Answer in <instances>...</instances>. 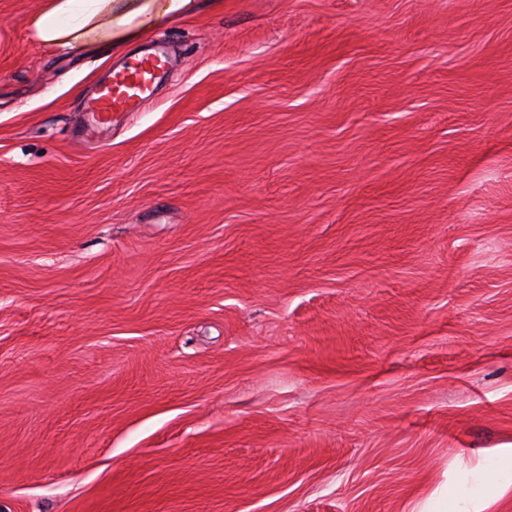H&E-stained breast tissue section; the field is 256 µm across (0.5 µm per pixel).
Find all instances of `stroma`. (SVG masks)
I'll return each instance as SVG.
<instances>
[{"instance_id": "obj_1", "label": "stroma", "mask_w": 512, "mask_h": 512, "mask_svg": "<svg viewBox=\"0 0 512 512\" xmlns=\"http://www.w3.org/2000/svg\"><path fill=\"white\" fill-rule=\"evenodd\" d=\"M44 6L0 0V512H512V0H211L110 56ZM162 56H142L132 66L113 74V82L95 97L87 99L84 111L90 129H101L112 123V112H135L150 98L156 88L157 69L163 68Z\"/></svg>"}]
</instances>
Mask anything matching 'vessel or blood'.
<instances>
[{"mask_svg":"<svg viewBox=\"0 0 512 512\" xmlns=\"http://www.w3.org/2000/svg\"><path fill=\"white\" fill-rule=\"evenodd\" d=\"M162 66L161 55L148 54L134 65L115 72L111 85L85 103L89 128L94 130L108 126L114 112L137 111L153 95L157 81L155 72Z\"/></svg>","mask_w":512,"mask_h":512,"instance_id":"b4317fda","label":"vessel or blood"}]
</instances>
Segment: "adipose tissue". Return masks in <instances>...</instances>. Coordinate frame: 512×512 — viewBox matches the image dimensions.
I'll use <instances>...</instances> for the list:
<instances>
[{
  "mask_svg": "<svg viewBox=\"0 0 512 512\" xmlns=\"http://www.w3.org/2000/svg\"><path fill=\"white\" fill-rule=\"evenodd\" d=\"M196 0H46L33 21L34 36L41 44L71 53L104 46L121 52L147 28H160L196 10ZM109 14L111 28L99 35L94 23Z\"/></svg>",
  "mask_w": 512,
  "mask_h": 512,
  "instance_id": "obj_1",
  "label": "adipose tissue"
}]
</instances>
